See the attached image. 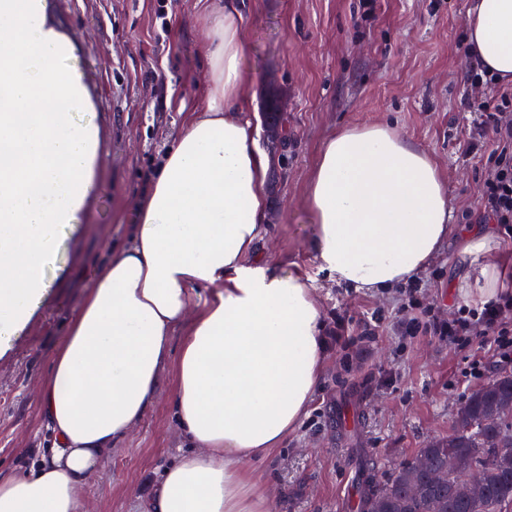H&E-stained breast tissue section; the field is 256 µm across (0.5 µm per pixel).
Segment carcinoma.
<instances>
[{"mask_svg": "<svg viewBox=\"0 0 512 512\" xmlns=\"http://www.w3.org/2000/svg\"><path fill=\"white\" fill-rule=\"evenodd\" d=\"M511 395L512 375L473 393L462 405L470 421L455 424L451 434L419 450L417 458L426 460V469L401 464L381 481L372 469L364 470L363 512H512V414L487 415L491 400ZM450 453L482 473L479 497L460 495L465 470L446 469Z\"/></svg>", "mask_w": 512, "mask_h": 512, "instance_id": "carcinoma-1", "label": "carcinoma"}]
</instances>
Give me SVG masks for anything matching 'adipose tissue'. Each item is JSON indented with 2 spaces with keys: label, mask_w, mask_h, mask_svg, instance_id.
Wrapping results in <instances>:
<instances>
[{
  "label": "adipose tissue",
  "mask_w": 512,
  "mask_h": 512,
  "mask_svg": "<svg viewBox=\"0 0 512 512\" xmlns=\"http://www.w3.org/2000/svg\"><path fill=\"white\" fill-rule=\"evenodd\" d=\"M467 24L471 54L512 83V0H476ZM243 25L238 0H215L209 103L188 115L129 244L70 321L40 390L50 454L0 478V512H85L80 486L143 418L170 362L193 448L145 512H267L248 466L297 430L326 351L312 277L255 255L272 158L247 117ZM74 50L48 0H0V355L46 296L91 191L99 131ZM306 204L318 269L357 290L407 283L453 232L438 163L383 124L324 141ZM200 288L211 295L197 306Z\"/></svg>",
  "instance_id": "1"
}]
</instances>
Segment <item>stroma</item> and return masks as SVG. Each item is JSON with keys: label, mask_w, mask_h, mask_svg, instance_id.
I'll return each mask as SVG.
<instances>
[{"label": "stroma", "mask_w": 512, "mask_h": 512, "mask_svg": "<svg viewBox=\"0 0 512 512\" xmlns=\"http://www.w3.org/2000/svg\"><path fill=\"white\" fill-rule=\"evenodd\" d=\"M209 0H173L169 30L158 0H49L50 15L73 40L71 63L94 104L100 148L94 186L76 227L66 231L47 271L48 293L11 350L0 357V476L21 473L49 448L38 388L68 322L111 250L126 246L148 179L186 117L210 90L203 50ZM245 64L254 80L248 118L261 125L269 98L284 105L290 134L278 155L274 189L257 252L284 269L315 268L306 196L324 141L342 128L386 123L439 163L460 232L415 278L422 307L441 318L480 305V267L512 264L494 250L461 254L462 236L482 229L479 211L488 147L468 153L469 112L483 91L467 81L466 15L471 0H240ZM324 322L347 311L355 321L382 314L370 339L328 345L325 372L299 428L250 469L269 512H360L358 468L386 476L427 442L451 433L458 408L487 379L512 375V362L468 373L467 352L393 324L403 288L357 291L317 273ZM175 366L167 364L151 408L134 434L103 458L79 489L88 512H142L163 468L187 443L173 414Z\"/></svg>", "instance_id": "35a3bbf8"}]
</instances>
